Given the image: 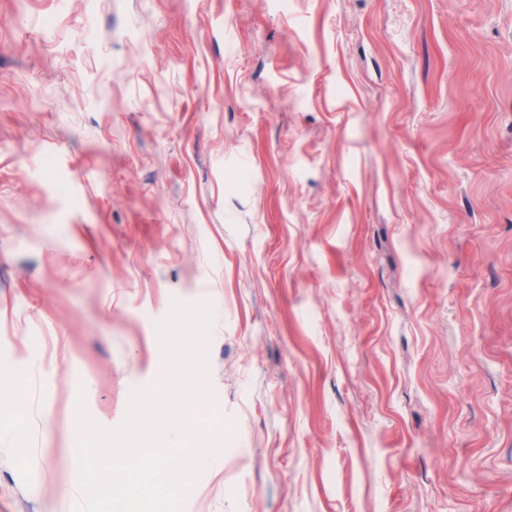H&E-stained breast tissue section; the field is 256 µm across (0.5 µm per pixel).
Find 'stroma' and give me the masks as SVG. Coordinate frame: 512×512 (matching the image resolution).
Masks as SVG:
<instances>
[{"label": "stroma", "instance_id": "stroma-1", "mask_svg": "<svg viewBox=\"0 0 512 512\" xmlns=\"http://www.w3.org/2000/svg\"><path fill=\"white\" fill-rule=\"evenodd\" d=\"M175 299L184 512H512V0H0V512H76Z\"/></svg>", "mask_w": 512, "mask_h": 512}]
</instances>
